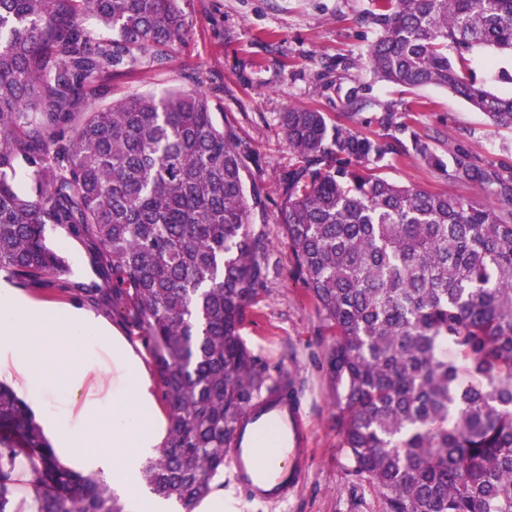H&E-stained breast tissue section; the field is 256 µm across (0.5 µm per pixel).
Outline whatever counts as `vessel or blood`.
Masks as SVG:
<instances>
[{"mask_svg":"<svg viewBox=\"0 0 512 512\" xmlns=\"http://www.w3.org/2000/svg\"><path fill=\"white\" fill-rule=\"evenodd\" d=\"M288 374L277 389L251 405L235 426L228 452L232 479L249 501L272 505L287 502L305 474L310 457V431L298 394L288 391ZM272 435L286 455L285 463L259 470L255 463L258 441Z\"/></svg>","mask_w":512,"mask_h":512,"instance_id":"vessel-or-blood-1","label":"vessel or blood"}]
</instances>
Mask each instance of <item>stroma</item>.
<instances>
[{
  "label": "stroma",
  "mask_w": 512,
  "mask_h": 512,
  "mask_svg": "<svg viewBox=\"0 0 512 512\" xmlns=\"http://www.w3.org/2000/svg\"><path fill=\"white\" fill-rule=\"evenodd\" d=\"M188 34L167 67L148 66L109 82L113 98L171 88L206 93L218 123L231 125L251 142L246 182L264 202L254 210L255 229L264 230L268 275L247 313L242 335L270 375L289 371L312 430L313 456L296 495L278 512H382L372 484L355 480L340 446L335 408L325 374L329 336L324 316L292 271L281 216L283 179L298 159L281 131L293 108H315L332 125L367 134L378 132L375 116L396 113L407 123L403 141L419 136L441 156L464 150L485 168H512V127H500L466 101L437 86L407 89L378 81L367 52L378 31L365 16L372 0H181ZM466 74L499 94H512V56L484 48L467 54ZM384 176L402 185L475 198L502 208L497 197L455 181L411 154L388 161ZM47 241L66 261L59 276L16 282L0 278V295L45 311L71 307L91 311L133 351L147 357L135 325L112 307V273L86 239L50 230ZM96 371L78 397L46 388L36 393L11 367L9 343L0 344V380L33 409L39 422L78 413L84 402L109 404L123 370L111 350L88 347Z\"/></svg>",
  "instance_id": "stroma-1"
}]
</instances>
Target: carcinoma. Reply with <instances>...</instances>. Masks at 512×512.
<instances>
[{
	"instance_id": "cac0c4a2",
	"label": "carcinoma",
	"mask_w": 512,
	"mask_h": 512,
	"mask_svg": "<svg viewBox=\"0 0 512 512\" xmlns=\"http://www.w3.org/2000/svg\"><path fill=\"white\" fill-rule=\"evenodd\" d=\"M366 21L378 80L444 88L512 127V96L457 65L476 47L512 53V0H372ZM186 34L180 0H0V276L66 272L50 226L98 245L168 409L142 481L194 512L224 486L236 422L272 389L241 334L267 273L252 225L262 202L245 179L253 148L201 92L99 103L112 76L165 67ZM282 130L299 160L283 230L330 332L325 371L352 474L383 512H512V213L382 170L413 153L510 204L512 175L460 150L450 166L417 136L331 129L311 109L286 112ZM19 456L44 488L35 512H125L99 473L61 462L0 382V512H23Z\"/></svg>"
}]
</instances>
